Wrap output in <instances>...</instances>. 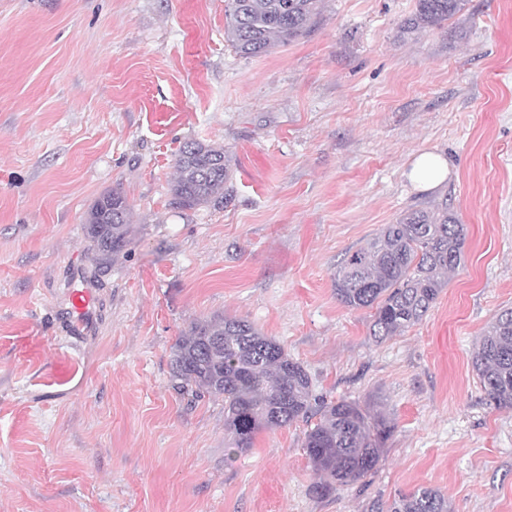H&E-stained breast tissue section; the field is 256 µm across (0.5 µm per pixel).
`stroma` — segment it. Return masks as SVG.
Wrapping results in <instances>:
<instances>
[{
  "instance_id": "35a3bbf8",
  "label": "stroma",
  "mask_w": 512,
  "mask_h": 512,
  "mask_svg": "<svg viewBox=\"0 0 512 512\" xmlns=\"http://www.w3.org/2000/svg\"><path fill=\"white\" fill-rule=\"evenodd\" d=\"M415 3L323 0L306 37L246 58L224 0H0V512H370L420 487L512 512V409L471 366L512 308V0L398 39ZM188 140L229 152L228 204L172 208ZM423 153L448 162L427 191ZM114 188L135 232L101 267L85 219ZM442 200L462 263L421 323L374 342L336 271ZM215 314L280 342L314 396L381 402L376 469L316 497L302 420L236 452L223 399L180 394L170 367ZM448 174V165L437 154L420 156L411 170L412 180L421 188L429 189L443 181Z\"/></svg>"
}]
</instances>
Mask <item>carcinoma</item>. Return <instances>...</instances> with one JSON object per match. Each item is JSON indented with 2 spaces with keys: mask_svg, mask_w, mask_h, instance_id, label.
Here are the masks:
<instances>
[{
  "mask_svg": "<svg viewBox=\"0 0 512 512\" xmlns=\"http://www.w3.org/2000/svg\"><path fill=\"white\" fill-rule=\"evenodd\" d=\"M322 0H227L224 40L245 57L269 53L305 36ZM468 0H416L399 26V37L441 28L467 10ZM171 205L195 209L224 205L232 196L231 157L222 147L186 141L175 158ZM132 212L118 189L103 193L86 217V236L99 262L124 252L132 241ZM463 225L443 201L411 207L385 224L336 271V298L352 309L372 308L371 336L381 342L420 323L461 262ZM170 366L178 389L198 398L224 399V431L241 453L263 430L317 418L304 449L317 477L312 493L323 498L336 486L358 481L377 466L392 432L379 411L356 401L313 402L311 380L276 340L243 319H198L172 347ZM472 367L489 402L512 409V308L487 326ZM371 512H450L432 488L399 493Z\"/></svg>",
  "mask_w": 512,
  "mask_h": 512,
  "instance_id": "cac0c4a2",
  "label": "carcinoma"
}]
</instances>
